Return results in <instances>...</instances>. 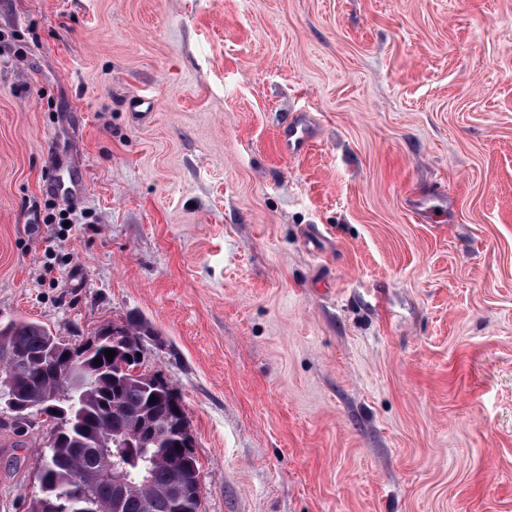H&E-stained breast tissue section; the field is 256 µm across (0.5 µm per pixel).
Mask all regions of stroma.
I'll use <instances>...</instances> for the list:
<instances>
[{
  "instance_id": "stroma-1",
  "label": "stroma",
  "mask_w": 512,
  "mask_h": 512,
  "mask_svg": "<svg viewBox=\"0 0 512 512\" xmlns=\"http://www.w3.org/2000/svg\"><path fill=\"white\" fill-rule=\"evenodd\" d=\"M20 318L148 327L201 512H512V0H0ZM49 431L0 411V512ZM312 139V130L305 119L297 116L278 133L279 145L289 155H299L307 150Z\"/></svg>"
}]
</instances>
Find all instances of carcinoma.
I'll use <instances>...</instances> for the list:
<instances>
[{
  "label": "carcinoma",
  "instance_id": "obj_1",
  "mask_svg": "<svg viewBox=\"0 0 512 512\" xmlns=\"http://www.w3.org/2000/svg\"><path fill=\"white\" fill-rule=\"evenodd\" d=\"M104 332L102 327L90 337L99 341L95 355L102 360L90 366L95 380L71 385L60 383L58 374L81 363H63L52 355L56 333L33 320L0 323V371L24 385L32 402L55 392L67 412L65 438L47 445L46 488L62 495L61 512H144L146 497L155 501L154 512H200L201 498L177 493L180 482L199 468L194 454L178 448L179 433L171 426L153 442L140 436L147 421L180 419L174 389H153L133 374L113 372L104 354L111 345L99 340ZM116 440L124 445L123 466L103 479L98 452Z\"/></svg>",
  "mask_w": 512,
  "mask_h": 512
}]
</instances>
